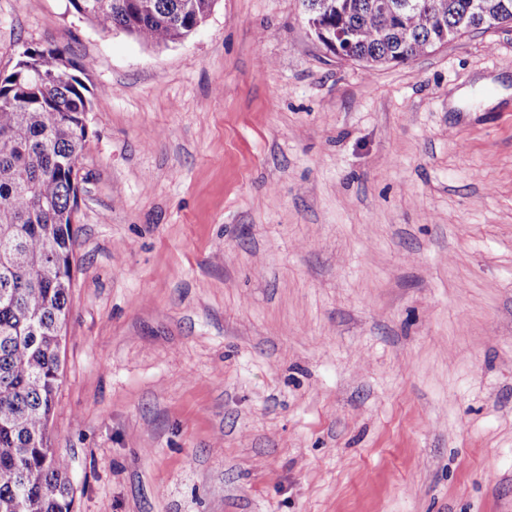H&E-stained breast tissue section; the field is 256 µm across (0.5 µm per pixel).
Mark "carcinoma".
<instances>
[{"mask_svg": "<svg viewBox=\"0 0 512 512\" xmlns=\"http://www.w3.org/2000/svg\"><path fill=\"white\" fill-rule=\"evenodd\" d=\"M108 32L161 45L188 39L216 0H69ZM308 20L351 36L350 60L406 63L460 34L483 30L472 0H431L389 19L377 0H338ZM495 25L512 27V0H480ZM74 63L58 48H28L0 79V512H73L66 461L50 448L60 344L70 311L78 160L90 100Z\"/></svg>", "mask_w": 512, "mask_h": 512, "instance_id": "obj_1", "label": "carcinoma"}]
</instances>
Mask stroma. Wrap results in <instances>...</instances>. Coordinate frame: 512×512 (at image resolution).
I'll use <instances>...</instances> for the list:
<instances>
[{
  "mask_svg": "<svg viewBox=\"0 0 512 512\" xmlns=\"http://www.w3.org/2000/svg\"><path fill=\"white\" fill-rule=\"evenodd\" d=\"M85 68L50 444L75 512H512V30L340 60L302 0L185 41L0 0Z\"/></svg>",
  "mask_w": 512,
  "mask_h": 512,
  "instance_id": "stroma-1",
  "label": "stroma"
}]
</instances>
